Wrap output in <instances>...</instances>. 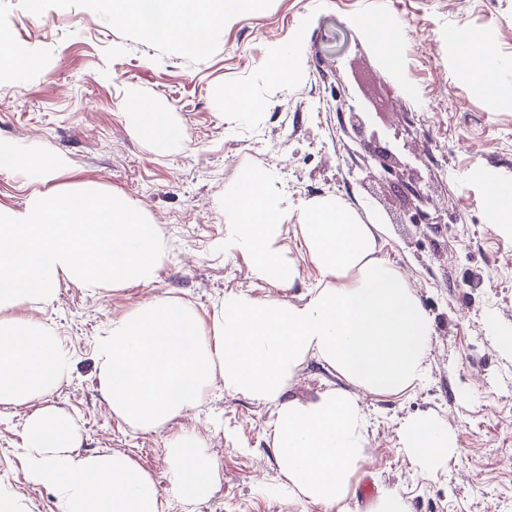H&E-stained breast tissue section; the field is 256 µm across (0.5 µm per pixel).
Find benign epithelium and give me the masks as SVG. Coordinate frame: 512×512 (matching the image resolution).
<instances>
[{"instance_id": "obj_1", "label": "benign epithelium", "mask_w": 512, "mask_h": 512, "mask_svg": "<svg viewBox=\"0 0 512 512\" xmlns=\"http://www.w3.org/2000/svg\"><path fill=\"white\" fill-rule=\"evenodd\" d=\"M335 110L338 113L349 112L350 126L343 127V132L353 131L358 137L357 148L350 150L354 165L365 174V179L371 181H389L396 174V169L401 163L395 155L385 147L377 146L378 133L371 132L370 137H365V121L362 113L354 108H346V101L340 95H335ZM404 189L410 201L407 212L408 221L411 224H441L442 216L426 210L427 199L412 182L404 183Z\"/></svg>"}]
</instances>
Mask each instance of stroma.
Instances as JSON below:
<instances>
[{"instance_id": "obj_1", "label": "stroma", "mask_w": 512, "mask_h": 512, "mask_svg": "<svg viewBox=\"0 0 512 512\" xmlns=\"http://www.w3.org/2000/svg\"><path fill=\"white\" fill-rule=\"evenodd\" d=\"M375 14L393 27L399 64L390 67L361 23ZM484 33L512 57V0H264L261 9L216 31L199 55L124 25L109 0H0V32L32 46L34 66L0 76V140L30 163L60 156L62 188L84 183L121 195L156 224L168 259L148 286L108 291L60 282L51 305L26 315L49 326L70 358L68 382L47 401L75 420L85 452H120L151 472L164 512H302L282 486L266 436L273 405L213 389L200 405L158 433L115 417L97 389L94 351L113 319L158 296L190 302L209 318L228 291L299 301L320 277L300 226L282 224L279 244L297 277L291 286L254 278L247 256L224 251V198L243 171L262 169L293 199L336 197L365 222L384 225L381 255L410 282L434 334L427 378L404 393L368 395L364 461L351 479L349 512H375L359 487L395 490L413 512H512V234L493 228L489 184H512V106L479 94L457 73L448 30ZM302 32L305 67L278 91L263 63ZM262 98L242 117L224 110V88ZM369 113L367 128L399 159L406 180L428 195L440 224H408L406 198L354 168L335 90ZM169 112L182 142L158 148L127 125L130 95ZM316 361L295 371L287 398L314 401L338 386ZM26 407L0 406V497L20 512H55L45 488L27 483L18 447ZM434 416L457 448L437 470L415 465L402 441L405 421ZM180 433L197 435L220 465L205 501L172 498L166 448Z\"/></svg>"}]
</instances>
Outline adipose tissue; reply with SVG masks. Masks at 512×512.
<instances>
[{
    "instance_id": "1",
    "label": "adipose tissue",
    "mask_w": 512,
    "mask_h": 512,
    "mask_svg": "<svg viewBox=\"0 0 512 512\" xmlns=\"http://www.w3.org/2000/svg\"><path fill=\"white\" fill-rule=\"evenodd\" d=\"M261 0H113L119 18L151 37L203 53L213 31L258 8ZM458 73L474 90L492 93L495 78L512 67L497 55L494 66L475 59L491 44L465 27L448 32ZM303 68V41L267 63L271 81L292 85ZM128 126L166 147L180 133L170 114L137 111L130 98ZM66 160L50 159L38 172L40 191L20 209L0 208V406L35 400L19 458L27 482L51 491L57 512H162L151 475L121 453H84L74 420L45 401L69 379L67 354L52 330L17 315V308L51 304L66 280L82 288L152 283L168 258L156 225L132 201L87 184L55 186ZM224 250L251 260L257 279L292 283L296 270L276 245L281 224L297 220L303 245L320 278L304 301L258 300L225 294L210 321L186 301L156 297L113 320L95 351L98 389L113 414L144 432H159L194 409L204 392H224L273 403L270 436L285 486L319 512H348L350 479L366 446L361 397L395 395L427 376L433 325L408 280L380 257L385 228L364 223L335 197L292 207L270 174L242 175L224 198ZM316 360L344 384L317 401L285 399L294 371ZM404 445L423 468L445 466L455 442L445 424L426 416L404 424ZM170 493L204 500L214 492L219 464L191 434L168 448Z\"/></svg>"
}]
</instances>
